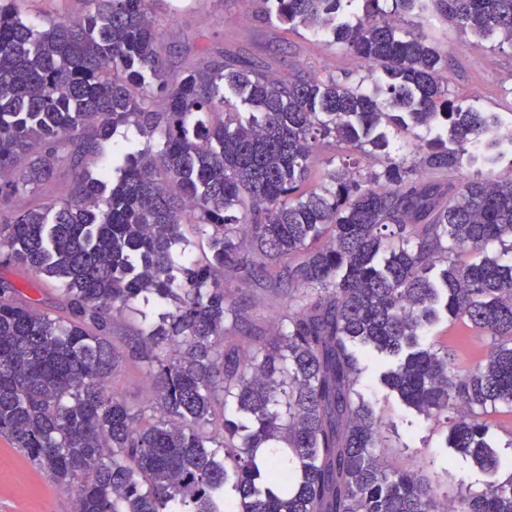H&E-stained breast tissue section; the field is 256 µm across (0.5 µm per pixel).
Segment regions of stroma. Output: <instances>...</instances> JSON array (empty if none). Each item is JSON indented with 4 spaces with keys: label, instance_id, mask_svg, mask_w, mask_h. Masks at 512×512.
Wrapping results in <instances>:
<instances>
[{
    "label": "stroma",
    "instance_id": "obj_1",
    "mask_svg": "<svg viewBox=\"0 0 512 512\" xmlns=\"http://www.w3.org/2000/svg\"><path fill=\"white\" fill-rule=\"evenodd\" d=\"M23 18L34 27L53 19L84 13V0H18ZM153 17L162 38V58L169 74L240 58L266 67L283 79L297 76L346 84L367 74L343 45L294 32L263 19L243 0H153ZM410 28H422L429 42L448 55L449 95L477 111L512 112V45H494L463 32L452 21L433 16L426 24L410 18ZM0 288H12L37 309L63 314L66 300L58 282L14 264L0 265ZM232 299L248 306V329L271 332L288 304L285 296L259 285L230 284ZM429 339L447 346L458 370H468L493 346L489 336L466 329L447 314L428 330ZM380 357H362L358 389L382 421L387 458L400 467L423 469L440 495L455 496L460 485L480 489L506 477V470L482 469L469 454L447 447L448 429L406 405L380 381ZM150 380L144 370L123 361L114 373V393L131 407L144 405ZM74 495L59 488L36 468L7 437L0 435V512H73Z\"/></svg>",
    "mask_w": 512,
    "mask_h": 512
}]
</instances>
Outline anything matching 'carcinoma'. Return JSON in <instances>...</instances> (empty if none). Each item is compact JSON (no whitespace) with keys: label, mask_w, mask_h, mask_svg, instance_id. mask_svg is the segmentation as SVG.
I'll list each match as a JSON object with an SVG mask.
<instances>
[{"label":"carcinoma","mask_w":512,"mask_h":512,"mask_svg":"<svg viewBox=\"0 0 512 512\" xmlns=\"http://www.w3.org/2000/svg\"><path fill=\"white\" fill-rule=\"evenodd\" d=\"M87 2L38 30L0 0V199L36 197L119 125L162 148L115 146L53 203L0 212V260L59 280L70 312L0 289V435L75 493L74 512H512V473L448 502L388 463L357 389V345L391 355L385 383L499 468L482 416L512 406V265L485 250L512 252V176L443 188L423 171L492 169L512 121L454 103L447 56L392 16L440 14L512 45V0H247L345 44L367 88L247 62L173 76L150 0ZM388 126L429 139L409 156ZM342 144L383 152L382 168L354 161L306 186L316 152ZM189 222L207 237L201 264L185 257ZM230 280L294 302L246 349L227 341L247 321ZM151 299L148 332L108 340L112 313ZM439 300L494 338L486 361L462 373L421 342ZM125 358L152 380L145 410L110 389Z\"/></svg>","instance_id":"obj_1"}]
</instances>
